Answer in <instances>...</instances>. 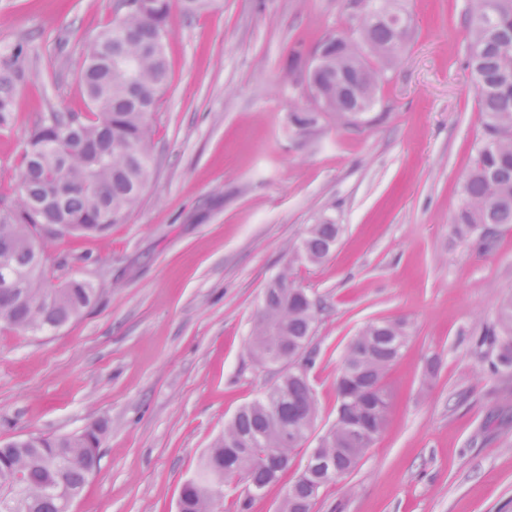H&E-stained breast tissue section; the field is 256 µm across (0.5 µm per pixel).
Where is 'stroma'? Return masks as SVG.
I'll use <instances>...</instances> for the list:
<instances>
[{
  "label": "stroma",
  "instance_id": "1",
  "mask_svg": "<svg viewBox=\"0 0 512 512\" xmlns=\"http://www.w3.org/2000/svg\"><path fill=\"white\" fill-rule=\"evenodd\" d=\"M392 7L408 40L353 123L318 112L307 85L353 0H209L192 19L171 14L143 195L104 235L44 244L50 276L93 282L97 303L49 333L0 325V442L107 424L72 512H176L225 423L273 382L249 339L267 282L286 269L320 304L309 371L319 412L250 512H278L336 418L349 342L393 318L409 341L386 375L387 427L313 512H512V377L476 349L512 296V225L480 242L452 228L482 135L469 0ZM123 14L121 0H0L4 203L20 192L33 125L87 111L88 44ZM313 111L314 127H294L292 113ZM328 219L341 226L335 248L321 265L298 262L309 226Z\"/></svg>",
  "mask_w": 512,
  "mask_h": 512
}]
</instances>
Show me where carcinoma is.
I'll return each mask as SVG.
<instances>
[{"mask_svg":"<svg viewBox=\"0 0 512 512\" xmlns=\"http://www.w3.org/2000/svg\"><path fill=\"white\" fill-rule=\"evenodd\" d=\"M205 0H136L122 18L92 41L80 73L90 109L52 112L29 133L22 159L19 198L0 210V323L32 333L56 330L92 306L97 289L89 281L58 284L46 272L37 243L43 228L60 235L103 234L140 200L151 174L148 118L169 83L163 37L173 8L190 19ZM368 5L365 23L351 36L339 30L345 48L328 45L314 73V99L323 112L357 119L373 104L378 71L361 47L383 52L406 40L389 21L390 0ZM467 63L475 82L483 133L466 175L463 201L453 218L461 238H483L492 226L512 224V0H471ZM341 225L313 224L297 249L309 264L321 263L336 245ZM21 278L19 287L4 281ZM319 303L294 285L284 270L265 288L250 340L252 355L276 372L270 398L243 407L225 426L184 489L186 512H212L210 476H235L246 483L238 512H250L255 496L288 471L292 453L313 431L317 402L309 383L311 361L301 368L290 357L305 352L316 328ZM408 340L399 319L367 324L352 339L336 380V420L309 456L330 460L336 469L306 466L288 487L280 512H312L328 485L352 471L383 432L392 404L385 374ZM495 374L512 375V298L479 339ZM105 424L67 435H27L0 444V476L17 475L29 498V512H62L61 492L76 498L99 467Z\"/></svg>","mask_w":512,"mask_h":512,"instance_id":"carcinoma-1","label":"carcinoma"}]
</instances>
